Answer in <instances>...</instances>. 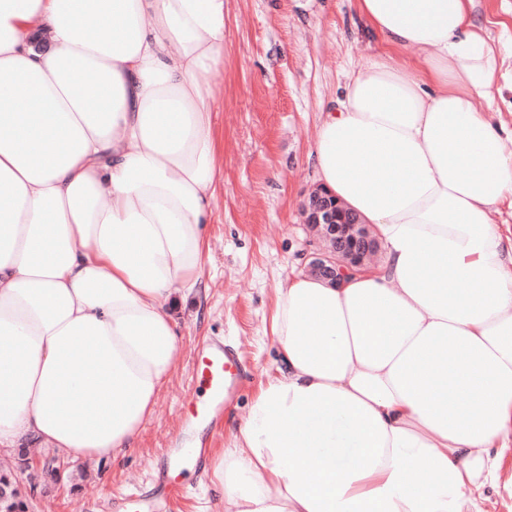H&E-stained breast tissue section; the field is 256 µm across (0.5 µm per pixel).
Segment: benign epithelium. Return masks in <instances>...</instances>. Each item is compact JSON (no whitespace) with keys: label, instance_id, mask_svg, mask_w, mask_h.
Wrapping results in <instances>:
<instances>
[{"label":"benign epithelium","instance_id":"7a95c632","mask_svg":"<svg viewBox=\"0 0 512 512\" xmlns=\"http://www.w3.org/2000/svg\"><path fill=\"white\" fill-rule=\"evenodd\" d=\"M301 216L322 243L310 256L309 271L332 286H341L346 276L366 267L368 256L378 247L369 225L322 186L309 193Z\"/></svg>","mask_w":512,"mask_h":512}]
</instances>
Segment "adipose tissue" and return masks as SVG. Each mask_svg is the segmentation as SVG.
Returning a JSON list of instances; mask_svg holds the SVG:
<instances>
[{
    "label": "adipose tissue",
    "mask_w": 512,
    "mask_h": 512,
    "mask_svg": "<svg viewBox=\"0 0 512 512\" xmlns=\"http://www.w3.org/2000/svg\"><path fill=\"white\" fill-rule=\"evenodd\" d=\"M227 0H0V447L119 459L175 366L220 146ZM473 0H354L379 50L315 142L385 259L278 284L224 512H478L512 441V70Z\"/></svg>",
    "instance_id": "obj_1"
}]
</instances>
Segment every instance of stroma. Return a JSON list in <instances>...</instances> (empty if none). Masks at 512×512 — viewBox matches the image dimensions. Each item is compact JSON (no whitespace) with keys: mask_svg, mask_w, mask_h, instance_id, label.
Segmentation results:
<instances>
[{"mask_svg":"<svg viewBox=\"0 0 512 512\" xmlns=\"http://www.w3.org/2000/svg\"><path fill=\"white\" fill-rule=\"evenodd\" d=\"M374 49L353 0H228L224 62L211 74L222 181L205 227L208 291L177 305L176 365L133 448L115 461L66 459L64 478L41 477L30 512H123L126 495L151 490L199 391L194 353L217 338L238 350L247 369L234 409L202 434L210 454L227 446L229 425L246 417L260 384L277 372L267 335L273 290L305 272L317 248L299 212L318 183L310 152L320 116L351 66ZM181 486L163 512H224L211 474L184 476Z\"/></svg>","mask_w":512,"mask_h":512,"instance_id":"1","label":"stroma"}]
</instances>
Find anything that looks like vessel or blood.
<instances>
[{
	"mask_svg": "<svg viewBox=\"0 0 512 512\" xmlns=\"http://www.w3.org/2000/svg\"><path fill=\"white\" fill-rule=\"evenodd\" d=\"M195 377L203 389L184 419L189 433L212 426L220 421L225 409L230 407L240 390L243 379L241 361L234 349L221 342H212L200 348L193 360ZM206 448L180 446L166 449L163 469L170 481L190 472L205 468ZM165 493L155 489L150 495L128 496L126 512H158V503Z\"/></svg>",
	"mask_w": 512,
	"mask_h": 512,
	"instance_id": "1",
	"label": "vessel or blood"
}]
</instances>
